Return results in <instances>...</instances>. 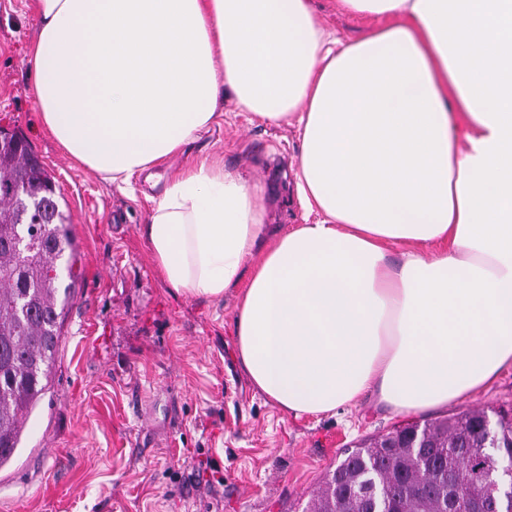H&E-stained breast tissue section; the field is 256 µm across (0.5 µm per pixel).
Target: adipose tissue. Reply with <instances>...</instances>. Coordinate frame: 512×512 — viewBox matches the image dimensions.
<instances>
[{"label":"adipose tissue","mask_w":512,"mask_h":512,"mask_svg":"<svg viewBox=\"0 0 512 512\" xmlns=\"http://www.w3.org/2000/svg\"><path fill=\"white\" fill-rule=\"evenodd\" d=\"M31 4L42 123L105 178L185 152L228 98L296 128L316 221L270 230L264 187L204 157L141 229L176 293L240 288L256 391L297 416L366 395L419 413L512 366V0H336L384 20L352 41L312 0Z\"/></svg>","instance_id":"ef3b65f1"}]
</instances>
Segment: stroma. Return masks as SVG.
I'll list each match as a JSON object with an SVG mask.
<instances>
[{"label": "stroma", "mask_w": 512, "mask_h": 512, "mask_svg": "<svg viewBox=\"0 0 512 512\" xmlns=\"http://www.w3.org/2000/svg\"><path fill=\"white\" fill-rule=\"evenodd\" d=\"M322 25L359 38L374 21L314 0ZM30 0H0V128L20 132L71 215L80 275L58 343L53 385L0 468V512H304L346 449L392 426L466 409L512 415V367L447 409L396 414L368 397L294 416L256 391L236 356V293L177 294L153 267L141 227L149 197L190 159L217 156L267 191V221H314L295 191L296 131L224 104L190 155L136 177V194L71 161L42 127L28 59ZM223 482L211 486L212 476Z\"/></svg>", "instance_id": "1"}]
</instances>
